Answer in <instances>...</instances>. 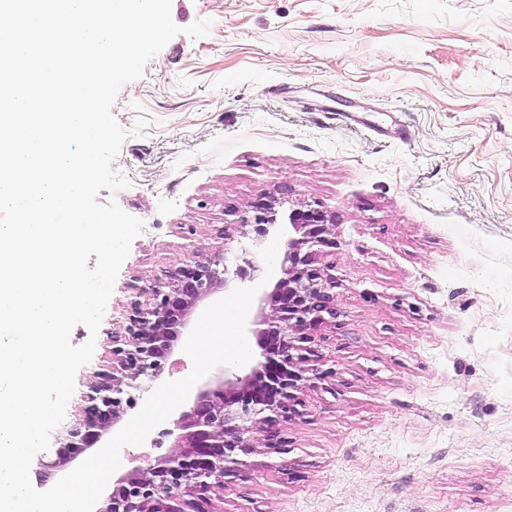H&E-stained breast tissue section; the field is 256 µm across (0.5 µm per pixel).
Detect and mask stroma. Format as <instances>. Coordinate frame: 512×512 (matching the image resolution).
<instances>
[{"label": "stroma", "instance_id": "stroma-1", "mask_svg": "<svg viewBox=\"0 0 512 512\" xmlns=\"http://www.w3.org/2000/svg\"><path fill=\"white\" fill-rule=\"evenodd\" d=\"M182 27L119 91L101 190L143 223L92 360L169 272L266 267L238 228L267 196L316 203L336 244L324 371L208 512H512V0H172ZM147 135H134L139 119Z\"/></svg>", "mask_w": 512, "mask_h": 512}]
</instances>
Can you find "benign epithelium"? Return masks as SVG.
<instances>
[{
  "instance_id": "obj_1",
  "label": "benign epithelium",
  "mask_w": 512,
  "mask_h": 512,
  "mask_svg": "<svg viewBox=\"0 0 512 512\" xmlns=\"http://www.w3.org/2000/svg\"><path fill=\"white\" fill-rule=\"evenodd\" d=\"M281 205L274 197L258 201L242 226L268 236ZM287 220L294 234L280 240L279 278L261 296L249 329L262 360L244 376L226 371L205 383L164 431L172 438L168 451L145 467L118 473L94 512H201L195 498L224 486L231 468L243 464L241 456L253 452L255 431L295 411L307 363L317 357L315 332L337 314L333 281L315 266V247L332 244L336 216L306 204L289 211ZM227 273L221 258L180 267L169 275L167 289H153L145 305L132 308L124 334L112 336V372L91 383L82 418L66 430L49 468L62 471L113 431L133 408L139 381L162 375L197 305L228 286Z\"/></svg>"
}]
</instances>
